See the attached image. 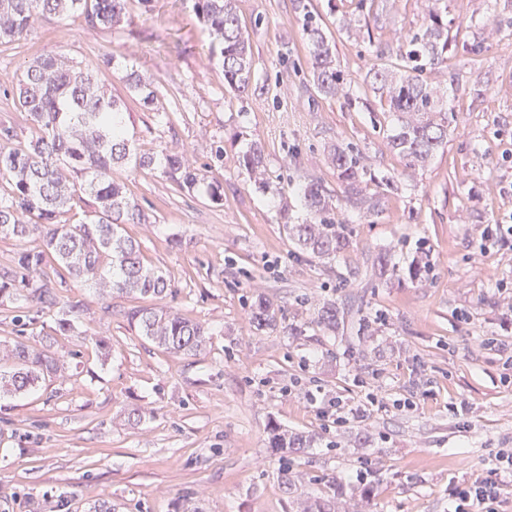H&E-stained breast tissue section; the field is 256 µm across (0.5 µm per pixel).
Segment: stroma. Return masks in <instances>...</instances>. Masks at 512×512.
I'll use <instances>...</instances> for the list:
<instances>
[{"mask_svg":"<svg viewBox=\"0 0 512 512\" xmlns=\"http://www.w3.org/2000/svg\"><path fill=\"white\" fill-rule=\"evenodd\" d=\"M306 2L335 37L349 97L315 92L296 0H238L254 61L239 96L193 0H129L114 28L41 17L0 45V85L54 53L115 55L99 77L119 96L125 61L154 81V104L130 107L131 133L142 150L186 152L205 182L179 192L159 172L115 168L153 218L125 233L174 285L158 306L208 329L204 351L175 355L128 323L134 299L105 303L67 282L59 297L82 301L85 329H108L103 354L56 335L51 316L20 326L29 304L0 306V345L47 339L66 357L62 375L0 399V512H297L299 497L336 490L349 512H452L457 488L492 476L503 490L487 512H512V467L497 458L512 450V245L483 237L512 222V0H439L448 65L427 79L448 89V144L416 173L390 149V120L364 79L378 43L426 23L427 0H374L361 15L357 0ZM345 16L361 37L337 32ZM250 142L264 150L269 190L238 165ZM339 142L376 176L372 216L346 203L327 162ZM311 177L347 226L350 246L332 261L299 253L283 228L305 220L296 189ZM211 183L222 202L209 200ZM383 250L403 271L427 254L428 277L381 276ZM260 295L280 306L277 326L250 322ZM326 303L345 313L333 331L318 322ZM133 409L140 420H128ZM274 426L308 447H270Z\"/></svg>","mask_w":512,"mask_h":512,"instance_id":"1","label":"stroma"}]
</instances>
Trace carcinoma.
Returning a JSON list of instances; mask_svg holds the SVG:
<instances>
[{"label":"carcinoma","mask_w":512,"mask_h":512,"mask_svg":"<svg viewBox=\"0 0 512 512\" xmlns=\"http://www.w3.org/2000/svg\"><path fill=\"white\" fill-rule=\"evenodd\" d=\"M128 0H0V44L24 39L40 16L81 13L92 27L111 28L126 18ZM432 0L428 22L398 40L395 60L385 49L379 63L366 74L367 88L386 102L391 112V148L409 169L422 167L444 149L448 140V104L425 77L427 68L448 66V21ZM305 10L307 45L313 86L334 98L344 89L336 68V43L314 15ZM197 19L210 32L211 57L224 68V87L248 91L253 61L246 26L236 0H194ZM122 83L128 97L142 107L151 105L155 89L150 79L128 63ZM14 98L32 123L31 140L0 146V240L19 242L37 236L42 249H19L0 264V306L20 301L38 304L36 313L59 308L56 332L80 336L84 312L81 301L60 306L57 287L66 279L94 288L101 297L138 294L160 298L173 288L166 274L144 265L140 246L123 235L125 224H148L150 216L131 198L126 184L116 181L117 166L158 170L181 191L200 182L197 168L182 151L142 150L129 133L126 104L107 93L95 69L64 55H45L27 64L12 85ZM343 186L345 200L364 217L378 212V199L366 192L372 174L354 146L338 145L328 156ZM239 166L264 180L262 150L253 144L238 157ZM307 218L288 224L289 237L312 259H330L349 246L345 225L336 220V206L320 180L299 186ZM89 209L78 217L72 211L83 196ZM257 328L274 327L278 310L260 297L250 307ZM127 321L152 342L176 355H194L205 345V327L186 316L163 309L136 307ZM62 368L52 345L41 348L17 341L0 348V396L21 395ZM307 440L274 428L273 448H303ZM333 497H313L304 512H335Z\"/></svg>","instance_id":"1"}]
</instances>
